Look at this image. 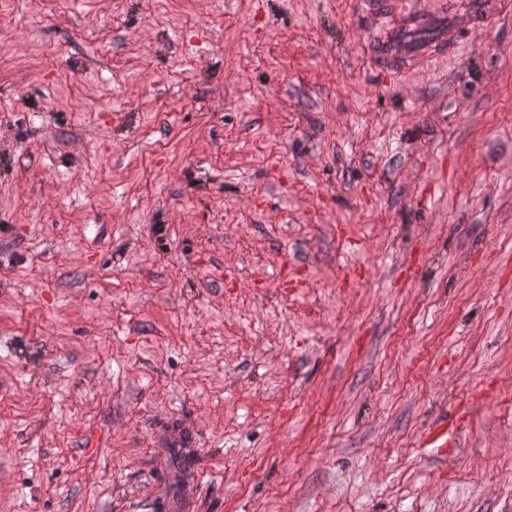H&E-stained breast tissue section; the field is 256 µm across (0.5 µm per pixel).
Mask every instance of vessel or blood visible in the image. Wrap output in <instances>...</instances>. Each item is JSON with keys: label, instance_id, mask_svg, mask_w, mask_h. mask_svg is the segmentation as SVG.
I'll return each mask as SVG.
<instances>
[{"label": "vessel or blood", "instance_id": "b4317fda", "mask_svg": "<svg viewBox=\"0 0 512 512\" xmlns=\"http://www.w3.org/2000/svg\"><path fill=\"white\" fill-rule=\"evenodd\" d=\"M512 0H461L444 22L422 24L406 10L404 0H358V13L371 33L364 45L367 55L384 74L410 68L420 61L453 52L465 33L481 31L494 23ZM425 25L424 35L413 28ZM458 423L440 421L423 436L426 447L445 449L458 445Z\"/></svg>", "mask_w": 512, "mask_h": 512}]
</instances>
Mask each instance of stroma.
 Segmentation results:
<instances>
[{"instance_id": "obj_1", "label": "stroma", "mask_w": 512, "mask_h": 512, "mask_svg": "<svg viewBox=\"0 0 512 512\" xmlns=\"http://www.w3.org/2000/svg\"><path fill=\"white\" fill-rule=\"evenodd\" d=\"M367 38L0 0V512H512V11L385 79ZM459 422L448 423L447 420L440 421L430 427L423 436V442L427 448H436L437 451L445 448H455L458 445Z\"/></svg>"}]
</instances>
